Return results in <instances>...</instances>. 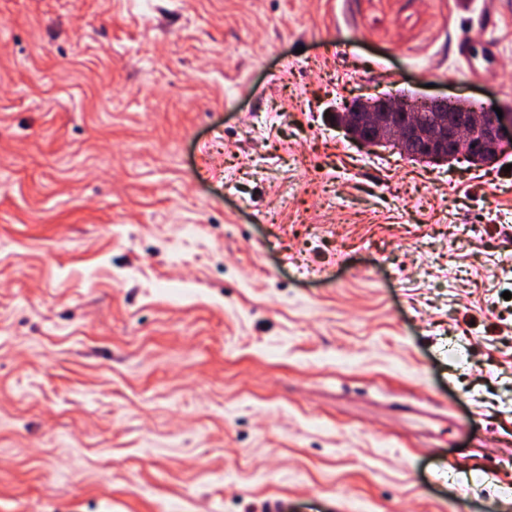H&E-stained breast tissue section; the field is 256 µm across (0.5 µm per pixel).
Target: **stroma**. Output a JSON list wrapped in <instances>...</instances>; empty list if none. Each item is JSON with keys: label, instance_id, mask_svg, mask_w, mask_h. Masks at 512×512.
Here are the masks:
<instances>
[{"label": "stroma", "instance_id": "35a3bbf8", "mask_svg": "<svg viewBox=\"0 0 512 512\" xmlns=\"http://www.w3.org/2000/svg\"><path fill=\"white\" fill-rule=\"evenodd\" d=\"M512 0H0V512H512ZM464 104L448 97H364L336 112V124L360 147L392 146L405 156L418 139L426 143L432 156L448 161L455 156L474 159L490 144L493 153L486 162H492L512 148V138L510 144L507 136L512 132L511 116L499 119L493 108H465ZM395 112L404 113L405 120L396 122ZM424 112H435V120L424 121ZM445 112L462 114L448 118Z\"/></svg>", "mask_w": 512, "mask_h": 512}]
</instances>
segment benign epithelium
I'll return each instance as SVG.
<instances>
[{
  "label": "benign epithelium",
  "instance_id": "7a95c632",
  "mask_svg": "<svg viewBox=\"0 0 512 512\" xmlns=\"http://www.w3.org/2000/svg\"><path fill=\"white\" fill-rule=\"evenodd\" d=\"M336 124L363 148L391 146L405 155L420 139L433 156L476 158L486 146L492 162L512 147V117L491 108H466L459 99L394 95L360 98L336 112Z\"/></svg>",
  "mask_w": 512,
  "mask_h": 512
}]
</instances>
